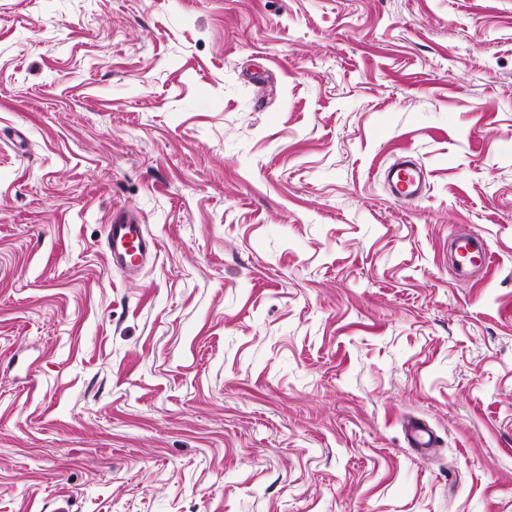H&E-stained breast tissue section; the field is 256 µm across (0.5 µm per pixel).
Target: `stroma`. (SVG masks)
Here are the masks:
<instances>
[{
    "mask_svg": "<svg viewBox=\"0 0 512 512\" xmlns=\"http://www.w3.org/2000/svg\"><path fill=\"white\" fill-rule=\"evenodd\" d=\"M0 512H512V0H0ZM387 179L392 192L402 200H413L421 193V169L408 155L389 167ZM107 241L112 261L128 267L138 266L156 248V242L145 231L144 224L116 212L108 224ZM456 251L459 250L468 254L477 260L476 264L482 268L488 269L492 264V255L489 252L484 240L470 234L458 235L453 241Z\"/></svg>",
    "mask_w": 512,
    "mask_h": 512,
    "instance_id": "1",
    "label": "stroma"
}]
</instances>
